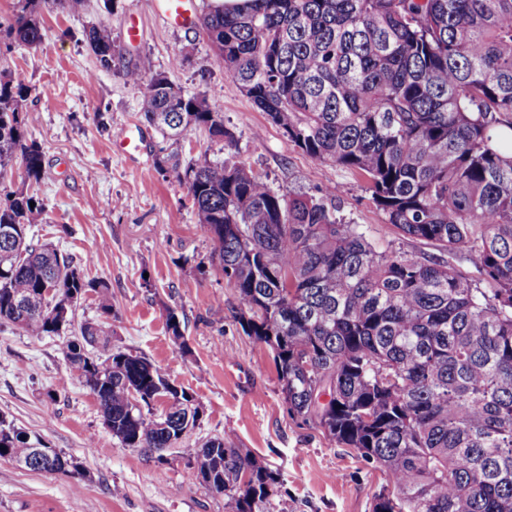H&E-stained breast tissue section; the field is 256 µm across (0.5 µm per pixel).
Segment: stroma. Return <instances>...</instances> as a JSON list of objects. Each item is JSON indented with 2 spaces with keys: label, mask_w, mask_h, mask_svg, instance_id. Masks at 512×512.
Returning a JSON list of instances; mask_svg holds the SVG:
<instances>
[{
  "label": "stroma",
  "mask_w": 512,
  "mask_h": 512,
  "mask_svg": "<svg viewBox=\"0 0 512 512\" xmlns=\"http://www.w3.org/2000/svg\"><path fill=\"white\" fill-rule=\"evenodd\" d=\"M162 10L161 0H87L72 15L47 0L42 41L0 53V69L29 86V137L44 152L34 190L47 221L32 227L33 237L109 284L113 345L160 366L194 395L202 416L164 459L123 447L89 389L69 378L65 336L0 325V418L83 465L78 477L0 459V512H224L222 497L187 476L211 438L228 439L280 471L286 492L279 512H371L384 475L289 414L271 351L242 332L235 292L212 261L213 242L186 188L159 162L172 153L183 165L224 159L285 195L335 186L341 215L368 227L373 242L408 251L422 245L386 223L364 177L288 141L225 72L201 25L168 27ZM93 25L110 29L122 48L111 70L85 42ZM130 25L139 29L138 42L124 36ZM145 56L222 112L236 146L199 131L163 141L140 113L144 85L124 77ZM125 136L140 138V153L115 151L114 140ZM172 311L181 321L178 340L167 329Z\"/></svg>",
  "instance_id": "obj_1"
}]
</instances>
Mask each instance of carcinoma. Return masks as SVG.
<instances>
[{"instance_id": "obj_1", "label": "carcinoma", "mask_w": 512, "mask_h": 512, "mask_svg": "<svg viewBox=\"0 0 512 512\" xmlns=\"http://www.w3.org/2000/svg\"><path fill=\"white\" fill-rule=\"evenodd\" d=\"M39 2L17 0L8 40L41 42ZM202 26L289 141L363 176L386 223L434 249L378 248L339 215L333 188L286 196L225 160L172 164L234 284L238 324L274 352L288 413L383 471L372 512H512V146L500 148L512 130V0H250L211 9ZM85 41L112 69V32L93 25ZM126 78L147 82L140 109L163 138L203 129L236 145L223 114L149 58ZM27 95L0 73V176L18 165L37 185ZM45 220L36 194L0 190V324L37 337L57 335L44 288L93 292L112 314L105 281L29 236ZM23 301L38 306L24 318ZM68 324L69 374L112 435L126 448L172 447L199 411L193 395L159 390L166 374L113 346L105 323L77 325L72 308ZM30 455L0 419V458ZM216 470L224 512H275L279 471L214 438L188 478L202 485Z\"/></svg>"}]
</instances>
